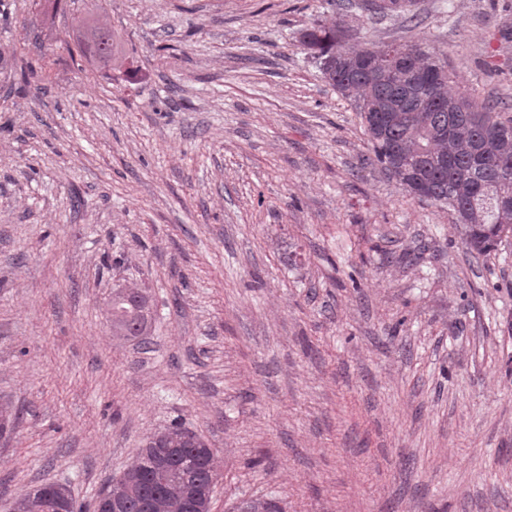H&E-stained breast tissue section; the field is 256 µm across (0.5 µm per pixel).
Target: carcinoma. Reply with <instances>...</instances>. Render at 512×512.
<instances>
[{
	"label": "carcinoma",
	"instance_id": "cac0c4a2",
	"mask_svg": "<svg viewBox=\"0 0 512 512\" xmlns=\"http://www.w3.org/2000/svg\"><path fill=\"white\" fill-rule=\"evenodd\" d=\"M344 30L315 24L301 42L319 60L326 81L341 93L383 110L378 130L374 113H360L373 154L372 164L390 177L423 179L424 199L446 204L464 229L474 256L497 250L512 235V116L462 93H451L453 75L420 44L344 47ZM108 62L114 55L108 29L97 27L84 47ZM353 65L336 79V56ZM427 70L423 82L418 73ZM149 306L134 289L112 296V328L120 336L144 333ZM216 479L213 450L194 432L174 423L150 437L132 465L100 493L95 512H209ZM240 512H282L265 501H249ZM14 512H76L66 486L43 484L24 494Z\"/></svg>",
	"mask_w": 512,
	"mask_h": 512
}]
</instances>
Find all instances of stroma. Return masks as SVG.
<instances>
[{"instance_id":"stroma-1","label":"stroma","mask_w":512,"mask_h":512,"mask_svg":"<svg viewBox=\"0 0 512 512\" xmlns=\"http://www.w3.org/2000/svg\"><path fill=\"white\" fill-rule=\"evenodd\" d=\"M316 23L512 114V0H0V512L43 483L92 512L175 422L210 512H512V236L473 258L369 164ZM125 288L144 337L112 331ZM84 52L100 61H110L114 55V46L109 30L103 27L95 28L85 44Z\"/></svg>"}]
</instances>
